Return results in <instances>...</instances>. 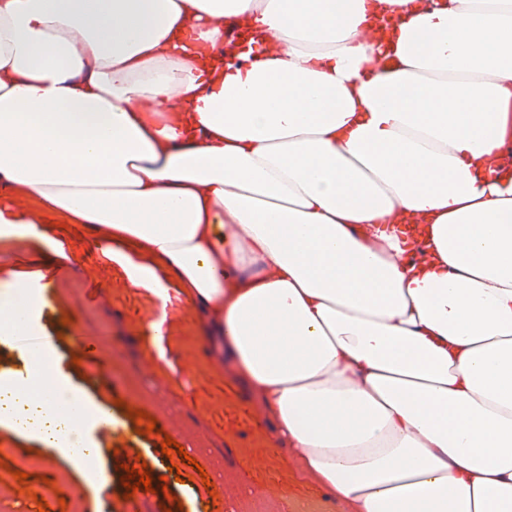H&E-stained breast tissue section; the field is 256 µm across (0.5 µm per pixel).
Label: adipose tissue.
I'll return each instance as SVG.
<instances>
[{"instance_id":"1","label":"adipose tissue","mask_w":512,"mask_h":512,"mask_svg":"<svg viewBox=\"0 0 512 512\" xmlns=\"http://www.w3.org/2000/svg\"><path fill=\"white\" fill-rule=\"evenodd\" d=\"M383 2L389 73L370 0H0V223L150 253L211 371L350 512H512V182L478 166L512 140V0ZM240 15L282 52L213 76L197 50ZM5 277L0 341L41 303ZM0 427L109 483L53 350L0 374Z\"/></svg>"}]
</instances>
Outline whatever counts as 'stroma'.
Returning a JSON list of instances; mask_svg holds the SVG:
<instances>
[{
	"label": "stroma",
	"instance_id": "obj_1",
	"mask_svg": "<svg viewBox=\"0 0 512 512\" xmlns=\"http://www.w3.org/2000/svg\"><path fill=\"white\" fill-rule=\"evenodd\" d=\"M74 253L66 268L54 281V290L62 306L67 307L69 325L56 319L36 317L35 325L43 336L56 337V354L62 376L89 399L112 407V432H96L101 447L99 463L111 468L115 449L135 445L153 478V489L140 493V512H172L176 506H190L195 494L203 492L201 477L191 467L173 468L161 452L163 435H173L198 448V464L206 473L223 470L225 488H232L238 471L234 459L224 451L223 434L209 415L194 418L174 416L170 398L181 395L178 383H171L169 393L156 390L144 378L140 365L143 352L127 335V329L112 319L111 306H91L82 300L81 289L86 273L84 254L91 243L77 237ZM79 325L96 333L92 345L74 350L68 342L70 325ZM122 406H115V399ZM145 411L157 420V433L141 435L128 415L129 409ZM26 470L30 483L41 486L49 512H61L62 506L80 504L81 512H104L105 498L120 502L125 488L113 479L107 493H99L84 481L71 461L53 455L34 440L0 428V512H24L26 505L17 494L19 484L13 473Z\"/></svg>",
	"mask_w": 512,
	"mask_h": 512
}]
</instances>
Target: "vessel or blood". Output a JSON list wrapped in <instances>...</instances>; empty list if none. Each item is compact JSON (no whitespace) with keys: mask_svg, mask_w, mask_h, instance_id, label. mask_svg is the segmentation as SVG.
<instances>
[{"mask_svg":"<svg viewBox=\"0 0 512 512\" xmlns=\"http://www.w3.org/2000/svg\"><path fill=\"white\" fill-rule=\"evenodd\" d=\"M245 35L263 52L276 49L275 43L251 30L245 19L229 17L224 21L225 52H233ZM94 245L100 263L112 273V292L104 294L101 282L92 276L85 282L84 298L94 304L111 303L113 314L127 322L130 336L146 354L144 372L152 384L164 391L169 378L183 381L192 393L186 417L223 416L224 446L232 451L241 476L273 490L293 485V477L278 465L270 435L261 429L257 414L234 383L217 381L196 366L199 351L186 341L193 330L181 282L148 253L104 239L95 240ZM51 276V268H43L33 288L42 297L44 313L56 317L60 309L49 285Z\"/></svg>","mask_w":512,"mask_h":512,"instance_id":"obj_1","label":"vessel or blood"}]
</instances>
